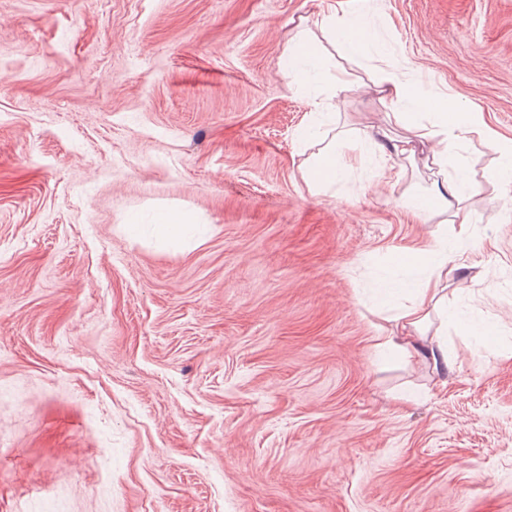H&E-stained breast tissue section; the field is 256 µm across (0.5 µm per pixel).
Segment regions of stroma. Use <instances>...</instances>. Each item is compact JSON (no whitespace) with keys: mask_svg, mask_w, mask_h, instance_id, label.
<instances>
[{"mask_svg":"<svg viewBox=\"0 0 512 512\" xmlns=\"http://www.w3.org/2000/svg\"><path fill=\"white\" fill-rule=\"evenodd\" d=\"M0 0V512H512V184L466 143L468 225L423 167L312 194L310 29L512 141V0ZM336 117L386 108L345 93ZM181 213L180 232L162 218ZM448 241V363L372 346ZM321 27L322 29L338 28L342 32L346 50L349 54L359 55L365 50L366 46L364 43L362 44L361 40L354 41L350 37L353 31L361 28L358 27L356 22L339 17L336 6L323 17ZM315 46L307 35H300L295 41L293 51L288 57V72L290 76H296L302 81H307L312 71H316L321 64Z\"/></svg>","mask_w":512,"mask_h":512,"instance_id":"obj_1","label":"stroma"}]
</instances>
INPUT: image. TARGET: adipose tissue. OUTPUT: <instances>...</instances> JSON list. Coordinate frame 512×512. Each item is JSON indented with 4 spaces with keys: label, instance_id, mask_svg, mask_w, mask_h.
Listing matches in <instances>:
<instances>
[{
    "label": "adipose tissue",
    "instance_id": "ef3b65f1",
    "mask_svg": "<svg viewBox=\"0 0 512 512\" xmlns=\"http://www.w3.org/2000/svg\"><path fill=\"white\" fill-rule=\"evenodd\" d=\"M331 81L337 92L358 87L367 94H381L383 100L394 107L393 118L402 127V134L393 137L381 129L368 138V145L377 159L381 174L391 175L398 160L412 157L411 143L415 138L431 141L432 147L425 165L436 180L425 195L429 207L423 210L422 215L428 218L445 212L452 222L461 225L468 223L469 215L464 203L474 192L475 184L468 176V160L461 154L460 147L470 136L485 137L486 131L477 114L450 108L446 96L436 95L431 98L429 105L431 112L438 117L437 127L421 131L403 110L404 105L416 99L412 79L391 64L381 68L369 85H356L350 73L343 69L337 70ZM356 161V155L345 150L343 143L328 144L314 156L308 179L314 188L325 189L335 184L340 175L351 170ZM395 261L401 266L427 270L428 276L410 304L392 316L390 333L374 336V348L380 352L395 351L408 357L415 355L434 361H447L448 356L442 348L423 342L432 313L438 311L444 301L440 271L448 263L447 244L438 243L430 250L405 251L398 254Z\"/></svg>",
    "mask_w": 512,
    "mask_h": 512
}]
</instances>
